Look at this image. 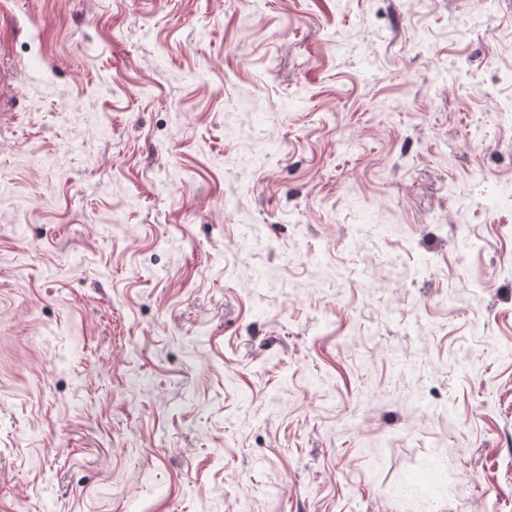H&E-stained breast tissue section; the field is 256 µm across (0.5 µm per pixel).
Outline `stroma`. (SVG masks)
Masks as SVG:
<instances>
[{
	"instance_id": "obj_1",
	"label": "stroma",
	"mask_w": 512,
	"mask_h": 512,
	"mask_svg": "<svg viewBox=\"0 0 512 512\" xmlns=\"http://www.w3.org/2000/svg\"><path fill=\"white\" fill-rule=\"evenodd\" d=\"M0 0V512H512V0Z\"/></svg>"
}]
</instances>
